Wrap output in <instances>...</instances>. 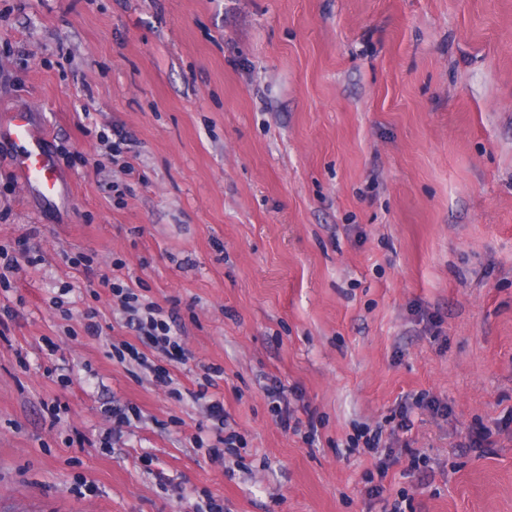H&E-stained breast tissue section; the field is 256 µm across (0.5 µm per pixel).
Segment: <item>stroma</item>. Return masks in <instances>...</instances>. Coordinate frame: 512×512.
I'll return each mask as SVG.
<instances>
[{
  "instance_id": "obj_1",
  "label": "stroma",
  "mask_w": 512,
  "mask_h": 512,
  "mask_svg": "<svg viewBox=\"0 0 512 512\" xmlns=\"http://www.w3.org/2000/svg\"><path fill=\"white\" fill-rule=\"evenodd\" d=\"M17 110L66 191L44 205L0 143V244L29 233L45 256L0 288L19 313L0 327V512H384L345 439L421 392L451 412L415 410L429 467L396 451L390 491L512 512V0H0V116ZM86 112L130 135L134 175ZM78 251L176 310L181 396L113 359L136 336ZM210 366L240 470L205 449ZM274 378L320 419L316 446L276 425ZM110 401L142 419L99 448Z\"/></svg>"
}]
</instances>
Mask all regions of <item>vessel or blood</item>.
Returning a JSON list of instances; mask_svg holds the SVG:
<instances>
[{"instance_id": "obj_1", "label": "vessel or blood", "mask_w": 512, "mask_h": 512, "mask_svg": "<svg viewBox=\"0 0 512 512\" xmlns=\"http://www.w3.org/2000/svg\"><path fill=\"white\" fill-rule=\"evenodd\" d=\"M13 147L11 161L25 190L41 201L50 202L59 197L61 184L56 160L47 147V138L36 128L30 113H11L7 121H0V141Z\"/></svg>"}]
</instances>
